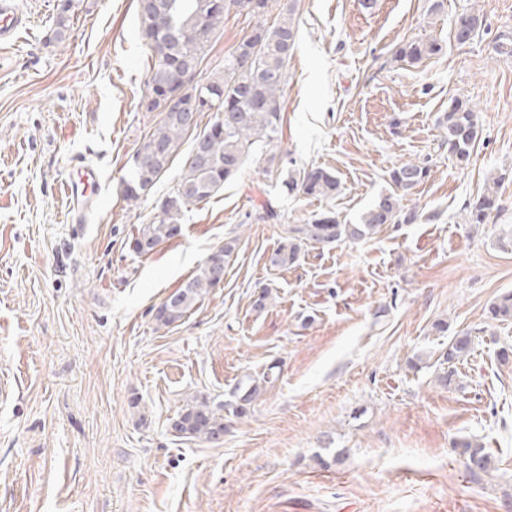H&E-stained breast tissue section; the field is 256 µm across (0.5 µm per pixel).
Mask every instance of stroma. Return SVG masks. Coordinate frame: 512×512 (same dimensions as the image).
<instances>
[{
  "label": "stroma",
  "mask_w": 512,
  "mask_h": 512,
  "mask_svg": "<svg viewBox=\"0 0 512 512\" xmlns=\"http://www.w3.org/2000/svg\"><path fill=\"white\" fill-rule=\"evenodd\" d=\"M433 2L229 10L200 82L256 23L290 9L299 23L276 158L247 163L140 255L135 229L158 215L181 164L137 205L123 201L121 180L160 119L140 106L149 61L137 0H76L61 45L58 0H18L30 22L0 43V512H512V360L500 359L512 323L488 318L512 290V252L497 245L512 235V180L487 223L463 219L512 169V56L499 52L512 44V0H443L435 14ZM471 10L483 25L458 43L455 18ZM432 39L437 54L394 62L406 42ZM455 100L482 128L465 165L438 124ZM80 158L101 184L83 223L63 190ZM407 162L429 168L405 200L416 221L270 267L285 225L325 208L358 223ZM311 166L336 174V199L286 190ZM268 200L280 223L257 220ZM230 237L223 283L157 325L160 303ZM464 331L474 352L443 387L438 358ZM274 364L277 381L245 415L225 413L221 440L174 430L188 400L238 403ZM466 439L491 453L489 473L471 475Z\"/></svg>",
  "instance_id": "obj_1"
}]
</instances>
